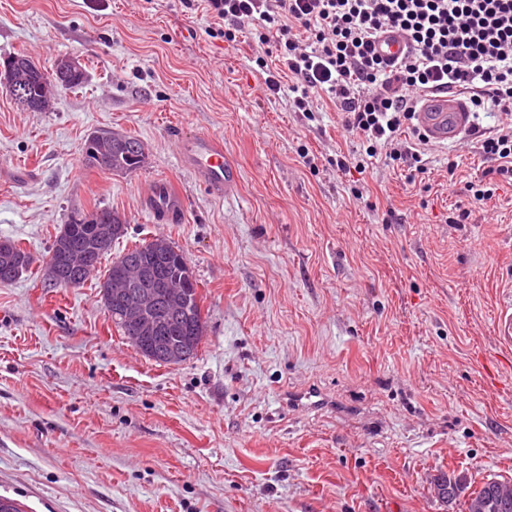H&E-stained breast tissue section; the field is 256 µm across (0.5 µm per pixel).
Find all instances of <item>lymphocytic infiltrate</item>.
<instances>
[{
	"label": "lymphocytic infiltrate",
	"instance_id": "f902f5d3",
	"mask_svg": "<svg viewBox=\"0 0 512 512\" xmlns=\"http://www.w3.org/2000/svg\"><path fill=\"white\" fill-rule=\"evenodd\" d=\"M203 8L226 41L249 34L266 94L288 98L313 118L331 95L342 125L356 135L354 156L332 158L338 170L365 171L369 158L421 173L427 136L415 123L422 95L467 93L473 112L508 120L479 143L512 180V0H179ZM408 44L396 62L375 51L383 33Z\"/></svg>",
	"mask_w": 512,
	"mask_h": 512
}]
</instances>
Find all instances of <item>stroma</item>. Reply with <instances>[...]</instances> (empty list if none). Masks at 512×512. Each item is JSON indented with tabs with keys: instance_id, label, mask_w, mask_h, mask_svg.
Masks as SVG:
<instances>
[{
	"instance_id": "35a3bbf8",
	"label": "stroma",
	"mask_w": 512,
	"mask_h": 512,
	"mask_svg": "<svg viewBox=\"0 0 512 512\" xmlns=\"http://www.w3.org/2000/svg\"><path fill=\"white\" fill-rule=\"evenodd\" d=\"M211 25L179 0H0V60L87 71L45 112L0 88V240L34 258L0 285V495L23 512H463L432 478L512 479V350L493 332L512 182L477 144L497 116L432 146L414 181L379 159L345 174L328 159L359 141L334 102L311 121L267 99L251 40ZM100 128L139 139L145 167H86ZM198 134L237 165L233 197L182 166L177 140ZM160 179L184 195L180 223L145 205ZM98 208L127 220L113 254L160 237L183 252L194 358L128 343L97 278L44 286L62 225Z\"/></svg>"
}]
</instances>
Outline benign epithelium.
Listing matches in <instances>:
<instances>
[{"mask_svg":"<svg viewBox=\"0 0 512 512\" xmlns=\"http://www.w3.org/2000/svg\"><path fill=\"white\" fill-rule=\"evenodd\" d=\"M25 81L14 76L10 67H0V86L5 88L21 109L38 110L26 90ZM115 224H99L81 257L94 247L107 244L112 238ZM181 270L170 272L165 267L126 265L122 277L111 287L102 290L104 306L112 321L131 328L126 339L138 350L169 363L178 364L187 360L191 344L175 341L167 331L178 323L195 317V300L190 291L193 282L186 261L180 262Z\"/></svg>","mask_w":512,"mask_h":512,"instance_id":"obj_1","label":"benign epithelium"}]
</instances>
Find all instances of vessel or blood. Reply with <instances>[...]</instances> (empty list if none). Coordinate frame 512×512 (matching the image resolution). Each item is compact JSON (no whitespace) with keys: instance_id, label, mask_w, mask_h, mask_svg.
Wrapping results in <instances>:
<instances>
[{"instance_id":"1","label":"vessel or blood","mask_w":512,"mask_h":512,"mask_svg":"<svg viewBox=\"0 0 512 512\" xmlns=\"http://www.w3.org/2000/svg\"><path fill=\"white\" fill-rule=\"evenodd\" d=\"M417 119L429 138L440 145L460 140L473 124L468 100L459 93L426 96ZM179 154L183 166L198 174L213 195L224 199L236 193L238 170L226 157L220 139L210 135L182 138ZM147 200L153 214L170 223L177 222L184 212L182 193L163 180L154 183ZM494 334L501 347L512 348L511 288L504 289L499 300Z\"/></svg>"}]
</instances>
